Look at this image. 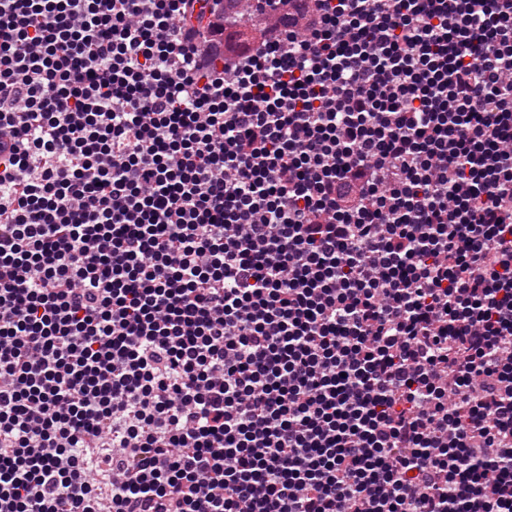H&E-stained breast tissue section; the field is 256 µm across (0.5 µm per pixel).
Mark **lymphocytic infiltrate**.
<instances>
[{
    "instance_id": "obj_1",
    "label": "lymphocytic infiltrate",
    "mask_w": 512,
    "mask_h": 512,
    "mask_svg": "<svg viewBox=\"0 0 512 512\" xmlns=\"http://www.w3.org/2000/svg\"><path fill=\"white\" fill-rule=\"evenodd\" d=\"M237 2L0 0V512H512V0Z\"/></svg>"
}]
</instances>
